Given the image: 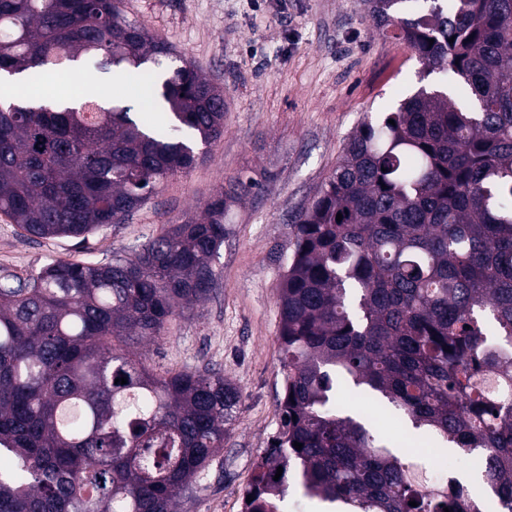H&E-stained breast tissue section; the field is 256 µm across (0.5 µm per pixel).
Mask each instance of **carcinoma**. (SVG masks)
<instances>
[{
  "mask_svg": "<svg viewBox=\"0 0 512 512\" xmlns=\"http://www.w3.org/2000/svg\"><path fill=\"white\" fill-rule=\"evenodd\" d=\"M121 3L0 0V77L35 85L80 55L128 76L174 62L143 95L170 133L120 100L0 102V213L30 236L125 223L224 135V90ZM367 4L451 86L364 117L292 224L280 427L242 512H286L292 485L326 512H482L458 480L428 482L440 462L390 446L372 413L338 401L339 380L457 449L512 512V0ZM258 188L229 181L200 218L130 256L0 281V512H175L223 450L242 389L221 371L157 374L128 347L209 297L230 208Z\"/></svg>",
  "mask_w": 512,
  "mask_h": 512,
  "instance_id": "1",
  "label": "carcinoma"
}]
</instances>
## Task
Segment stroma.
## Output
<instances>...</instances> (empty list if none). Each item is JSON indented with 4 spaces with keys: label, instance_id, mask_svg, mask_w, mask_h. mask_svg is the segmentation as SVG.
<instances>
[{
    "label": "stroma",
    "instance_id": "1",
    "mask_svg": "<svg viewBox=\"0 0 512 512\" xmlns=\"http://www.w3.org/2000/svg\"><path fill=\"white\" fill-rule=\"evenodd\" d=\"M123 12L223 88L224 135L126 223L86 240L28 236L0 216V278L24 279L58 259L129 255L168 225L198 216L229 180L262 184L233 208L211 297L139 348L154 372L215 368L241 385L239 422L176 505L177 512H241L255 463L279 429L277 288L293 249L292 218L318 194L364 114L391 111L418 89L421 66L406 44L379 34L366 0H123ZM118 85L82 63L74 77L47 76L42 92L101 99ZM376 424L388 441L461 473L453 449L432 448L386 412Z\"/></svg>",
    "mask_w": 512,
    "mask_h": 512
}]
</instances>
